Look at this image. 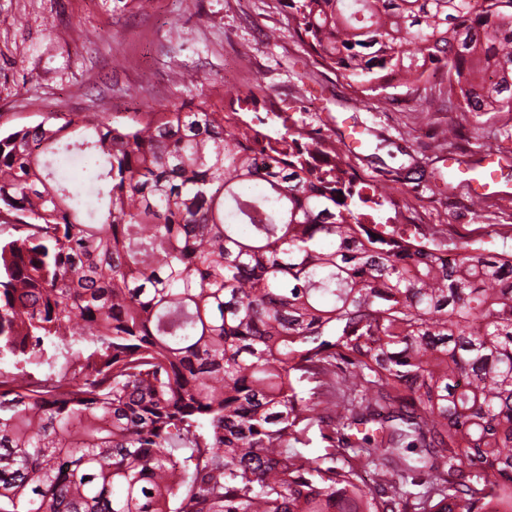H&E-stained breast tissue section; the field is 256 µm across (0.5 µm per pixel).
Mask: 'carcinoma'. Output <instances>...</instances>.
Listing matches in <instances>:
<instances>
[{"instance_id": "cac0c4a2", "label": "carcinoma", "mask_w": 512, "mask_h": 512, "mask_svg": "<svg viewBox=\"0 0 512 512\" xmlns=\"http://www.w3.org/2000/svg\"><path fill=\"white\" fill-rule=\"evenodd\" d=\"M284 7L368 91L512 112V0ZM256 105L0 134V512H512V252L359 212L385 188Z\"/></svg>"}]
</instances>
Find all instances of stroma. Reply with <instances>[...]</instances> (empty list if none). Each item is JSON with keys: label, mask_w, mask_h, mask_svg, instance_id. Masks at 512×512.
I'll return each instance as SVG.
<instances>
[{"label": "stroma", "mask_w": 512, "mask_h": 512, "mask_svg": "<svg viewBox=\"0 0 512 512\" xmlns=\"http://www.w3.org/2000/svg\"><path fill=\"white\" fill-rule=\"evenodd\" d=\"M447 86L441 71L416 91L361 90L314 61L283 0H0V132L252 93L245 120L320 132L359 183L386 186L374 217L510 249L512 112L460 111ZM451 126L457 137L436 146Z\"/></svg>", "instance_id": "1"}]
</instances>
